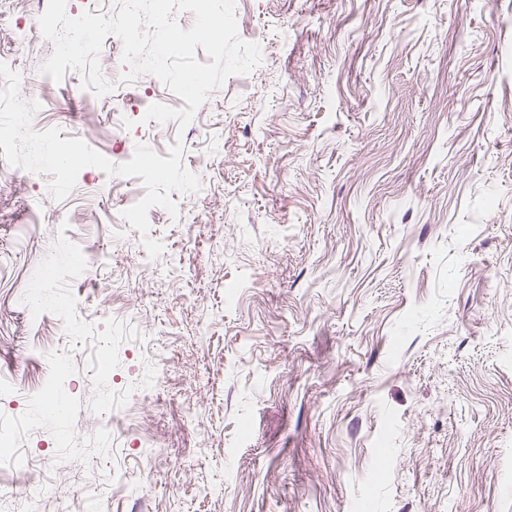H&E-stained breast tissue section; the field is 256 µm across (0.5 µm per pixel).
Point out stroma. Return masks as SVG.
<instances>
[{
	"label": "stroma",
	"mask_w": 512,
	"mask_h": 512,
	"mask_svg": "<svg viewBox=\"0 0 512 512\" xmlns=\"http://www.w3.org/2000/svg\"><path fill=\"white\" fill-rule=\"evenodd\" d=\"M46 5L0 0V419L73 482L0 512H512V0H235L261 63L157 131L167 85L41 74ZM60 231L101 264L50 281ZM76 332L110 375L35 411ZM21 293L25 295L28 310H29V323L40 324L44 320L46 309H52L54 312L57 310L56 306L45 303L40 295L39 290L31 288H22Z\"/></svg>",
	"instance_id": "35a3bbf8"
}]
</instances>
